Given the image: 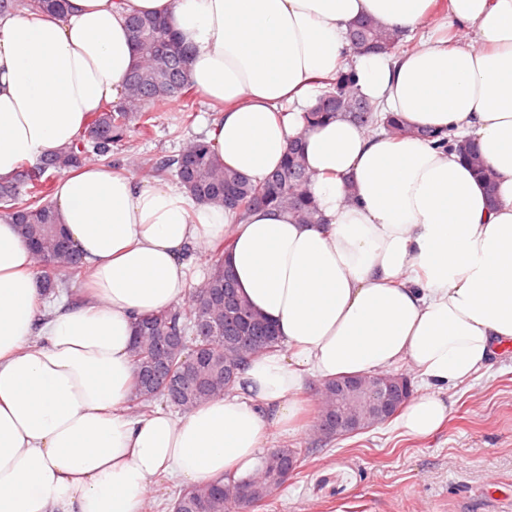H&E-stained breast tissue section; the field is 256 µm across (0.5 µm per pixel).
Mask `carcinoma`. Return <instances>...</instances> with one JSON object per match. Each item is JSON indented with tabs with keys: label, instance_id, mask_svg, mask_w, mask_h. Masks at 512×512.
<instances>
[{
	"label": "carcinoma",
	"instance_id": "obj_1",
	"mask_svg": "<svg viewBox=\"0 0 512 512\" xmlns=\"http://www.w3.org/2000/svg\"><path fill=\"white\" fill-rule=\"evenodd\" d=\"M64 0H0V14L22 8L59 12ZM129 31L138 59L129 72L123 100L107 104L89 115L87 131L70 145L41 157L36 163L23 162L13 178L0 182V203L21 236L29 243L35 270L43 292L57 295L68 290L67 277L80 273L79 254L71 246L59 226L51 204L53 178L77 169L90 161L121 165L112 161L114 148L126 142L131 134L150 137L157 115L153 106L170 100L183 105V122L195 118V92L188 79V54L178 42L169 22L164 18L134 16ZM356 54L382 52L396 54L402 35L372 18L354 22L346 34ZM337 115L353 118L368 133L379 130L392 136L409 133L400 120L380 110L355 91L349 73L340 72L324 81L317 103L304 115L307 125L314 126ZM422 136L448 146L475 171L484 183L491 203L497 201L494 173L478 148L470 140L453 132H424ZM126 165L137 170L148 169L156 174H171L196 200L221 204L224 208L246 215L253 208L275 205L284 208L303 224H322L324 219L308 192L310 177L304 167L302 139L289 143L283 163L263 181L251 179L219 162L204 137L182 143L172 155L126 158ZM230 238L210 247L211 265L207 277L194 286L189 306H175L168 311L141 318L132 346L136 365V386L133 399L135 412L148 414L158 400L187 412L211 399L235 393L237 374L248 361L273 352L280 347L277 337L264 330L269 321L255 311L249 302L234 294L233 307L224 306L227 277L224 255ZM245 326V342L210 337L211 325ZM186 336L188 346L169 345L165 337L173 330ZM191 349L202 354L194 376L178 385V398L170 399L164 392L148 385L141 371L146 366H160L178 374L182 357ZM318 414L336 412V379L320 384L316 392ZM281 461L265 460L264 466L249 483L252 494L241 502L242 481L226 478L222 485H197L179 490L173 502L178 512H235L242 506L253 510L263 506L270 494L288 481V456L298 457V448L279 449Z\"/></svg>",
	"mask_w": 512,
	"mask_h": 512
}]
</instances>
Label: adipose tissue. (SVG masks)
Here are the masks:
<instances>
[{
    "label": "adipose tissue",
    "mask_w": 512,
    "mask_h": 512,
    "mask_svg": "<svg viewBox=\"0 0 512 512\" xmlns=\"http://www.w3.org/2000/svg\"><path fill=\"white\" fill-rule=\"evenodd\" d=\"M434 2L66 0L59 15H0V177L121 101L127 19L157 16L187 48L196 92L222 106L206 133L220 162L258 182L301 137L324 217L302 224L269 206L241 219L178 187L81 167L59 178L52 205L87 293L48 311L31 249L0 214V512H144L159 476H249L272 430L301 429L311 376L410 365L431 391L400 425L428 437L448 416L444 389L512 345V0H444L462 39L397 57L353 56L345 39L362 17L415 31ZM341 71L413 135H368L345 117L305 128L322 81ZM421 128L479 145L496 205ZM226 237L237 291L281 350L249 361L234 395L129 415L137 318L181 303L192 253Z\"/></svg>",
    "instance_id": "1"
}]
</instances>
